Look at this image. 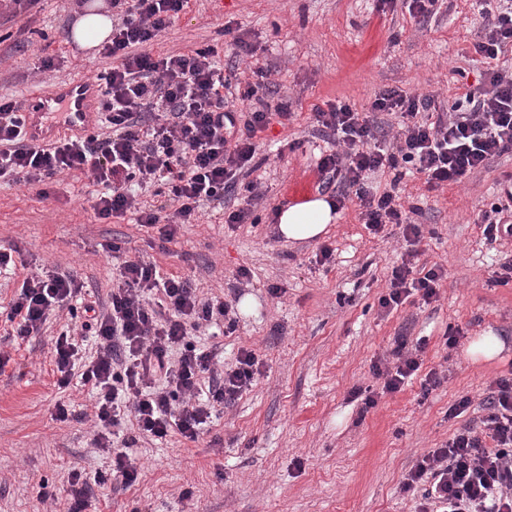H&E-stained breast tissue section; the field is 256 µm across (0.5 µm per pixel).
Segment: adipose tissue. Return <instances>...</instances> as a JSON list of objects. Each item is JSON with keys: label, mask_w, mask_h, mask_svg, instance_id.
I'll return each mask as SVG.
<instances>
[{"label": "adipose tissue", "mask_w": 512, "mask_h": 512, "mask_svg": "<svg viewBox=\"0 0 512 512\" xmlns=\"http://www.w3.org/2000/svg\"><path fill=\"white\" fill-rule=\"evenodd\" d=\"M112 30L111 14L104 0H89L72 27L73 41L83 49L101 44ZM337 218L334 202L325 195H314L279 208L277 228L289 241H308L321 236Z\"/></svg>", "instance_id": "obj_1"}]
</instances>
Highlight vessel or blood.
<instances>
[{"mask_svg":"<svg viewBox=\"0 0 512 512\" xmlns=\"http://www.w3.org/2000/svg\"><path fill=\"white\" fill-rule=\"evenodd\" d=\"M97 82L75 78L51 92L31 91L23 114L26 137L32 145L56 140L62 128L81 132L94 129L100 119Z\"/></svg>","mask_w":512,"mask_h":512,"instance_id":"1","label":"vessel or blood"}]
</instances>
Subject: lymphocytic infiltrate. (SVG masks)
<instances>
[{"label": "lymphocytic infiltrate", "instance_id": "1", "mask_svg": "<svg viewBox=\"0 0 512 512\" xmlns=\"http://www.w3.org/2000/svg\"><path fill=\"white\" fill-rule=\"evenodd\" d=\"M112 39L103 47L110 65L102 84L99 133L31 146L15 101L0 96V184H39L64 172L91 174L103 187L91 203L98 218L131 213L143 227L160 226L173 239L180 225L192 224L205 206L223 203L237 187L255 192L249 176L259 167L254 137L270 122L287 125V104L261 101L267 71L256 68L241 79L225 68L215 48L159 56L144 45L164 31L188 0H113ZM475 54L488 60L482 79L467 87L449 110L433 97L398 88L380 90L369 108L336 102L314 107L318 126L334 137L336 148L320 157L317 169L326 184L338 185L337 203L356 196L361 215L373 230L400 227L407 242L418 243L421 225L399 202L405 172L422 175L428 189L461 181L491 159L512 151V74L496 67L512 53V6L489 20ZM257 100L248 112L235 101ZM398 121L401 134L392 147L375 142L376 114ZM390 170L389 188L374 184L375 174ZM169 186L171 205L145 203L141 191ZM108 309L83 306L84 331L98 340L97 356L81 374L95 391L94 443L113 451L112 473L69 470L62 490L68 512H86L93 486L106 479L123 486L140 476L128 450L139 438L163 440L178 433L198 442L212 410L235 402L260 373L254 350L240 349L234 365L218 371L213 351L198 348L190 332L223 324L236 329L232 302L203 296L195 280L161 273L155 264L123 256ZM441 266L420 264L407 251L391 269L381 308L393 311L412 297L429 304L438 298ZM82 291L76 275L36 273L24 278L10 303L14 333L37 335L47 318L70 307ZM426 338L401 337L389 358L374 362L380 391L369 392L365 408L381 394L401 391L420 373ZM480 427L463 426L441 447L424 454L405 475L401 489L423 488L417 512H512V377L498 378L486 399Z\"/></svg>", "mask_w": 512, "mask_h": 512}]
</instances>
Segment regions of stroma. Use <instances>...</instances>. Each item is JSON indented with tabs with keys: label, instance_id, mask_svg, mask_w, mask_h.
Wrapping results in <instances>:
<instances>
[{
	"label": "stroma",
	"instance_id": "stroma-1",
	"mask_svg": "<svg viewBox=\"0 0 512 512\" xmlns=\"http://www.w3.org/2000/svg\"><path fill=\"white\" fill-rule=\"evenodd\" d=\"M86 2L39 0L18 13L12 0H0V96L21 103L31 86L92 79L106 67L101 52L87 54L71 40ZM498 5L437 0L423 19L410 13L409 0H189L147 53L212 46L243 74L268 68L270 103H287L293 114L288 126L256 135L265 161L251 175L264 195L251 208L255 223L227 224L224 207H208L166 242L133 216L97 219L89 200L98 187L80 172L40 186L0 187V244L18 249L16 268L0 273V354L7 357L0 366V512H66L57 493L68 468L112 469V449L93 443L90 388L58 385L57 337L77 335L87 361L97 349L93 337L63 311L22 341L13 337L8 313L23 279L42 270L77 272L86 301L109 304L118 274L114 244L196 280L205 296L235 303V332L202 329L195 343L227 365L240 348L254 349L263 366L234 404L214 409L199 442L174 433L130 448L138 483L94 487L87 512H415L420 497L401 492L403 475L461 425L478 424L493 382L512 375V283L491 282L499 259L512 255V238L483 235L499 183L512 174V153L435 190L416 175L402 180V205L420 210V260L447 273L428 305L417 300L391 313L380 307L391 268L409 244L395 225L368 229L357 201H347L312 242H285L273 212L320 192L336 194L323 188L316 169L328 138L313 121V105L361 108L379 90L397 87L448 109L485 68L473 45ZM228 27L255 47L254 57L235 55ZM46 56L54 67L39 70ZM323 245L333 252L327 263L316 258ZM243 266L251 271L246 285L235 278ZM273 284L283 287L281 297L269 295ZM455 330L464 337L451 347L446 335ZM485 334L504 350L493 361L472 362L465 348ZM399 336L427 337L422 369L436 371L442 383L426 393L417 377L364 409L359 392L378 387L372 365L389 356ZM464 396L471 410L449 417ZM60 402L70 409L64 421L56 417Z\"/></svg>",
	"mask_w": 512,
	"mask_h": 512
}]
</instances>
